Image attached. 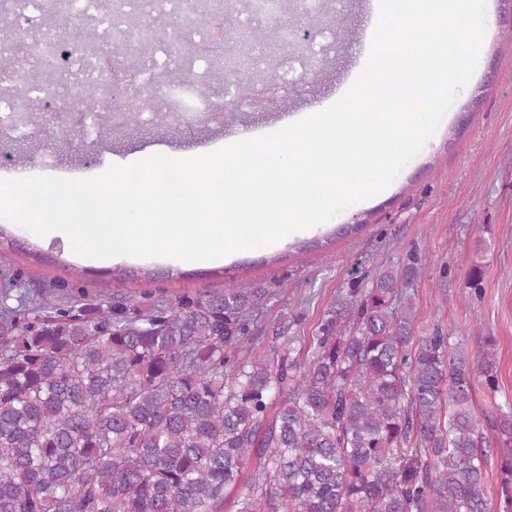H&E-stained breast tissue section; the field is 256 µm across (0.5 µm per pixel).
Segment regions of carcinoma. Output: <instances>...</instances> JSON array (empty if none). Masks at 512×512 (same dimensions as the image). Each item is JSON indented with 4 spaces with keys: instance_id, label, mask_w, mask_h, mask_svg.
Here are the masks:
<instances>
[{
    "instance_id": "1",
    "label": "carcinoma",
    "mask_w": 512,
    "mask_h": 512,
    "mask_svg": "<svg viewBox=\"0 0 512 512\" xmlns=\"http://www.w3.org/2000/svg\"><path fill=\"white\" fill-rule=\"evenodd\" d=\"M418 272L340 290L310 341L288 322L259 352L260 287L0 293V512H512V405L472 399L494 352L414 335Z\"/></svg>"
}]
</instances>
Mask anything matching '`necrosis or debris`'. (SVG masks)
I'll return each instance as SVG.
<instances>
[{
  "label": "necrosis or debris",
  "mask_w": 512,
  "mask_h": 512,
  "mask_svg": "<svg viewBox=\"0 0 512 512\" xmlns=\"http://www.w3.org/2000/svg\"><path fill=\"white\" fill-rule=\"evenodd\" d=\"M223 0H0L13 21L14 65L0 71V143L10 140L6 118L24 109L13 76L23 73L41 90V112L61 123L79 120L97 101L108 122L126 113L166 111V96L150 76L154 47L179 65L224 57ZM169 18L174 38L157 41L150 21Z\"/></svg>",
  "instance_id": "4bbe7bcc"
}]
</instances>
